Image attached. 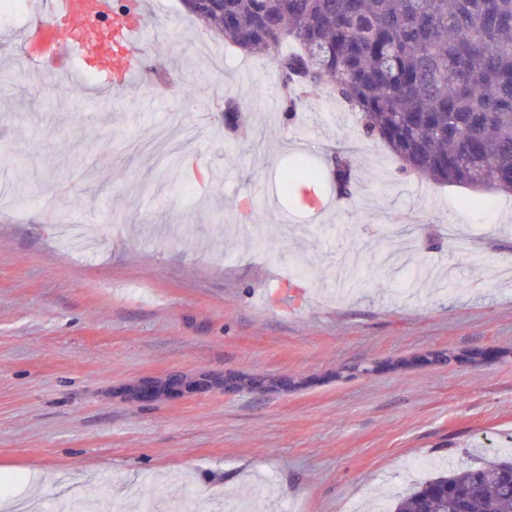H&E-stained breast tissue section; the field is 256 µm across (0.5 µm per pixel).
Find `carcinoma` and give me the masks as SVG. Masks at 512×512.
Returning <instances> with one entry per match:
<instances>
[{
    "label": "carcinoma",
    "mask_w": 512,
    "mask_h": 512,
    "mask_svg": "<svg viewBox=\"0 0 512 512\" xmlns=\"http://www.w3.org/2000/svg\"><path fill=\"white\" fill-rule=\"evenodd\" d=\"M190 14L273 64L286 121L303 92L323 88L403 173L512 194V0H224ZM244 114L243 101L224 99L227 131L245 130ZM321 178L289 168L281 190ZM329 178L338 196L356 193L349 159L334 158ZM443 486L473 488L465 512H512V457L440 471L387 512H459L436 495Z\"/></svg>",
    "instance_id": "cac0c4a2"
}]
</instances>
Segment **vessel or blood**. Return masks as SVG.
<instances>
[{
	"label": "vessel or blood",
	"mask_w": 512,
	"mask_h": 512,
	"mask_svg": "<svg viewBox=\"0 0 512 512\" xmlns=\"http://www.w3.org/2000/svg\"><path fill=\"white\" fill-rule=\"evenodd\" d=\"M145 25L117 0H49L21 38L28 62L41 75H94L92 94L108 101L145 67Z\"/></svg>",
	"instance_id": "obj_1"
}]
</instances>
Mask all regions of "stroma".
I'll return each mask as SVG.
<instances>
[{
	"mask_svg": "<svg viewBox=\"0 0 512 512\" xmlns=\"http://www.w3.org/2000/svg\"><path fill=\"white\" fill-rule=\"evenodd\" d=\"M0 14V505L36 512H372L412 459L512 453V196L403 174L356 114L310 91L293 122L269 61L181 0H143L140 83L109 105L43 83ZM260 140L224 131L223 95ZM348 154L324 217L286 167ZM502 351L478 365L471 349ZM208 376L140 401L130 386ZM260 380L255 390L228 381ZM328 176L336 184L339 197L350 198L356 193L357 183L349 159L341 156L334 158Z\"/></svg>",
	"mask_w": 512,
	"mask_h": 512,
	"instance_id": "1",
	"label": "stroma"
}]
</instances>
